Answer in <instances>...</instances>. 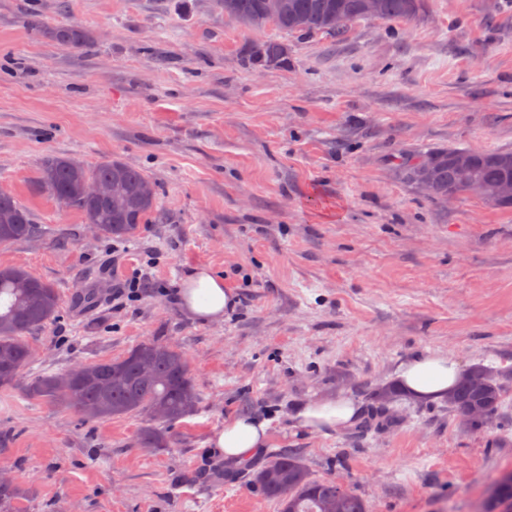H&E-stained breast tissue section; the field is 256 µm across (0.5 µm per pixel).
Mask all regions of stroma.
I'll return each instance as SVG.
<instances>
[{"instance_id": "stroma-1", "label": "stroma", "mask_w": 512, "mask_h": 512, "mask_svg": "<svg viewBox=\"0 0 512 512\" xmlns=\"http://www.w3.org/2000/svg\"><path fill=\"white\" fill-rule=\"evenodd\" d=\"M40 15L92 40L73 50ZM268 40L284 60L244 58ZM512 150V0H427L415 21H353L343 36L246 28L213 0H0V186L41 234L0 244V267L53 283L58 317L26 339L24 378L122 357L155 339L183 351L197 412L139 445L148 415L92 421L62 401L0 391V470L14 512H280L209 441L232 415L269 420V452L371 512H476L512 469V378L502 413L463 426L445 401L401 397L368 430L378 387L419 353L512 371V208L431 200L405 158ZM118 157L159 190L135 238L90 235L36 189L42 160ZM206 264L237 304L203 322L176 301ZM139 277V297L112 288ZM100 291L90 309L76 292ZM346 397L360 421L303 428L297 405ZM33 25L54 42L75 50L83 48L91 38L90 34L81 27L52 26L41 17L34 19Z\"/></svg>"}]
</instances>
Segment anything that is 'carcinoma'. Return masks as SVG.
Listing matches in <instances>:
<instances>
[{
	"instance_id": "1",
	"label": "carcinoma",
	"mask_w": 512,
	"mask_h": 512,
	"mask_svg": "<svg viewBox=\"0 0 512 512\" xmlns=\"http://www.w3.org/2000/svg\"><path fill=\"white\" fill-rule=\"evenodd\" d=\"M271 0H214L224 17L244 27L273 25L281 30L306 34L341 35L347 25L370 14L363 0H278L280 7L269 8ZM425 0H379L377 18L408 22L423 13ZM33 25L54 42L79 50L90 40L81 27H59L34 19ZM283 44L268 41L252 48L245 65L260 69L285 59ZM456 148L428 151L415 162L404 165L410 179L419 168L435 163L438 190L431 199L440 200L448 187L467 195L465 185L448 156ZM101 183L106 193L97 201L83 195L85 182ZM146 176L118 157L87 166L66 156H49L41 164L37 182L39 192L79 211L84 223L96 224L99 236L128 240L154 213L158 193L148 198L139 195ZM123 194L128 201L122 213L112 210L108 198ZM41 233L30 212L16 199L0 202V243L32 238ZM60 308V295L54 284L32 276L22 267H0V390L22 389L28 396L48 402L63 400L88 420H105L147 413L159 423H172L193 414L199 393L192 380L186 355L171 345L144 340L125 356L83 364L78 378L67 373L42 374L22 383L21 373L31 363L32 352L23 339L28 331L54 319ZM504 379L478 365L468 369L448 395V412L466 415L469 426L482 428L497 419L504 404ZM169 442L167 433L148 428L139 446L162 448ZM250 483L266 498L275 500L281 512H371L369 504L332 480L312 477L304 460L292 451L270 456L265 464L250 473ZM22 491L13 480H0V512H12V504ZM483 512H512V471L491 478Z\"/></svg>"
}]
</instances>
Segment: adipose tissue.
I'll return each mask as SVG.
<instances>
[{
    "label": "adipose tissue",
    "instance_id": "1",
    "mask_svg": "<svg viewBox=\"0 0 512 512\" xmlns=\"http://www.w3.org/2000/svg\"><path fill=\"white\" fill-rule=\"evenodd\" d=\"M184 312L200 320L222 318L234 309L237 296L224 278L217 276L208 265L190 269L179 290ZM459 362L450 356L419 354L400 363L394 373L397 385L408 396L419 401L445 397L462 376ZM359 413L348 398L326 399L298 405L294 418L307 428L349 427ZM269 423L249 415H238L224 422V427L211 440L212 447L224 455L228 466H236L266 447Z\"/></svg>",
    "mask_w": 512,
    "mask_h": 512
}]
</instances>
